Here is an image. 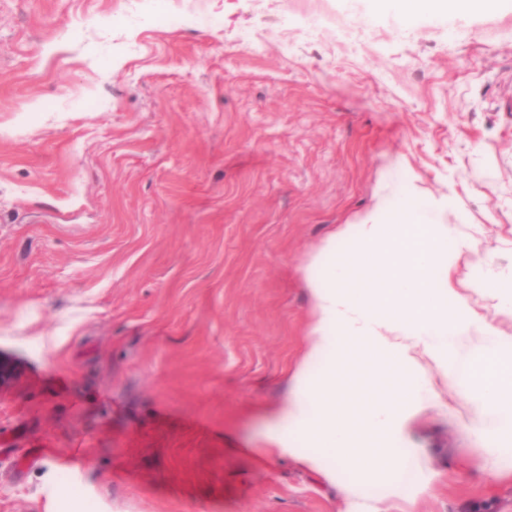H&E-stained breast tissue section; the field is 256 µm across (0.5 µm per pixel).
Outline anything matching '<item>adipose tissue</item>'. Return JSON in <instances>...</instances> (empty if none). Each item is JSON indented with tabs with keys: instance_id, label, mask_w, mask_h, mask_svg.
Returning <instances> with one entry per match:
<instances>
[{
	"instance_id": "1",
	"label": "adipose tissue",
	"mask_w": 512,
	"mask_h": 512,
	"mask_svg": "<svg viewBox=\"0 0 512 512\" xmlns=\"http://www.w3.org/2000/svg\"><path fill=\"white\" fill-rule=\"evenodd\" d=\"M497 0H378L411 18H452L494 12ZM448 203L402 188L380 199L358 224L344 230V251L328 239L330 262L309 277L311 320L307 351L294 388L277 408L273 443L294 453L310 447L303 464L322 455L352 462L366 477L377 458L393 454L416 417L439 407L426 377L433 364L465 397V427L483 440L490 473L512 444V338L500 336L456 288L452 273L468 249L442 219ZM325 365L311 376L317 360Z\"/></svg>"
}]
</instances>
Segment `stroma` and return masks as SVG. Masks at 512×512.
I'll use <instances>...</instances> for the list:
<instances>
[{
	"label": "stroma",
	"instance_id": "35a3bbf8",
	"mask_svg": "<svg viewBox=\"0 0 512 512\" xmlns=\"http://www.w3.org/2000/svg\"><path fill=\"white\" fill-rule=\"evenodd\" d=\"M0 0V512H512L441 376L360 494L269 453L306 352L309 263L408 182L512 272V0ZM354 15L346 55L303 14ZM378 7L393 10L405 18L418 15L452 18L474 11L492 13L496 0H375Z\"/></svg>",
	"mask_w": 512,
	"mask_h": 512
}]
</instances>
